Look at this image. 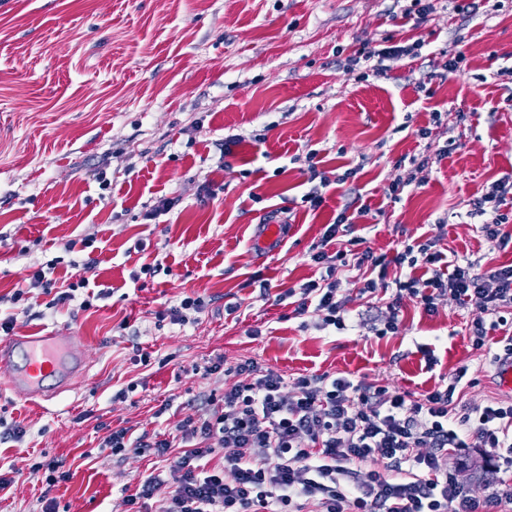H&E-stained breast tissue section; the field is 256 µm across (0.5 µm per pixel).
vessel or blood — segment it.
<instances>
[{"instance_id": "b4317fda", "label": "vessel or blood", "mask_w": 512, "mask_h": 512, "mask_svg": "<svg viewBox=\"0 0 512 512\" xmlns=\"http://www.w3.org/2000/svg\"><path fill=\"white\" fill-rule=\"evenodd\" d=\"M284 241L281 224L261 225L251 239L262 256L276 252ZM0 366L10 368L9 385L23 388L34 400L49 401L76 388L87 374L76 338L70 328L48 333L31 332L0 341Z\"/></svg>"}]
</instances>
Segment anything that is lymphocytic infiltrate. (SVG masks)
Masks as SVG:
<instances>
[{
    "instance_id": "f902f5d3",
    "label": "lymphocytic infiltrate",
    "mask_w": 512,
    "mask_h": 512,
    "mask_svg": "<svg viewBox=\"0 0 512 512\" xmlns=\"http://www.w3.org/2000/svg\"><path fill=\"white\" fill-rule=\"evenodd\" d=\"M512 181L498 180L472 202L484 237L512 245ZM345 247L332 249L338 236ZM311 260L317 279L284 291L295 315L315 313L320 329H346L350 297L339 275L361 271L360 294L390 280L392 294L380 335L399 331V311L409 298L425 312L448 296L471 310L474 346H483L487 317L512 308V264L488 271L449 260L437 240H402L394 256L375 254L355 235L346 214L327 224ZM240 380L224 391L220 406L182 420L175 439L130 437L121 428L103 445L117 454L154 448L163 454L180 440L185 449L169 478L151 476L130 504L155 500V512H506L512 505V401H494L455 413L453 397L462 373L414 400L405 392L327 373L287 379L248 359ZM482 451L495 489L473 496L449 464L450 455ZM223 454L209 471L204 458Z\"/></svg>"
}]
</instances>
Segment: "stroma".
I'll list each match as a JSON object with an SVG mask.
<instances>
[{
  "label": "stroma",
  "mask_w": 512,
  "mask_h": 512,
  "mask_svg": "<svg viewBox=\"0 0 512 512\" xmlns=\"http://www.w3.org/2000/svg\"><path fill=\"white\" fill-rule=\"evenodd\" d=\"M489 2L472 18L434 0L416 27L396 20L399 0H0V314L16 315L19 334L69 326L88 368L44 409L0 367V416L27 431L23 447L0 441V471L13 478L0 512H132L128 496L168 474L180 451L112 456L100 443L120 428L174 432L249 358L290 379L327 372L416 397L463 368L456 407L502 399L491 359L512 314L478 348L470 310L451 298L432 315L403 299L400 330L387 336L372 331L383 290L354 297L361 322L344 331L317 329L278 299L318 277L310 254L341 212L378 254H393L399 224L439 237L449 259L512 264V249L467 215L490 183L512 178V81L497 74L512 64V0ZM387 34L425 45L384 60L377 77L345 71L348 56ZM455 43L466 60L447 76L442 52ZM311 151L331 180L315 210L302 201ZM414 157L434 160L427 184L387 198ZM206 180L210 199L199 196ZM159 196L174 208L146 219ZM269 221L283 224L285 242L262 258L249 240ZM88 239L98 260L88 277L105 296L86 309L85 291L57 297L72 260L89 255L65 243ZM52 259L54 287L23 282L24 266ZM158 262L162 271L140 276ZM188 295L206 302L197 322L164 319ZM229 303L236 313L225 314ZM257 326L262 336H249ZM219 355L223 371L206 374ZM49 459L68 480L50 486L28 468Z\"/></svg>",
  "instance_id": "obj_1"
}]
</instances>
